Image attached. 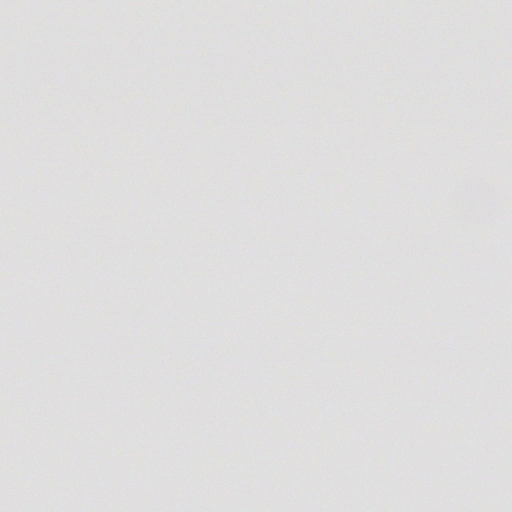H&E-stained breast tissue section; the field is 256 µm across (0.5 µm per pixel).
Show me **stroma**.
Here are the masks:
<instances>
[{
  "label": "stroma",
  "instance_id": "35a3bbf8",
  "mask_svg": "<svg viewBox=\"0 0 512 512\" xmlns=\"http://www.w3.org/2000/svg\"><path fill=\"white\" fill-rule=\"evenodd\" d=\"M26 2L0 0V147L48 148L0 177V445L14 449L0 471L29 467L41 482H17L0 512L56 497L72 444L123 448L136 430L173 436L177 450H134L168 482L98 476L61 512H390L397 500L454 512L488 488L493 512H512L499 406L512 399L499 374L512 364L500 273L512 260V0H460L451 15L327 13L314 0L159 15L150 0H97L35 29ZM486 135L502 163L473 167ZM20 168L36 174L39 220L19 202ZM351 175L386 187L350 194ZM151 200L168 203L165 220ZM228 212L249 234L225 227ZM475 223L488 236L478 265L461 246ZM73 238L88 251L69 270ZM172 247L177 263H146ZM19 255L39 258L44 308L29 329L8 275ZM216 279L223 293L204 291ZM243 286L256 303L245 314L222 303ZM355 289L372 296L359 323ZM479 360L490 368L476 382ZM85 404L96 426L80 424ZM491 421L477 449L438 431ZM394 422L403 435L368 448L366 433ZM323 431L320 452L310 441ZM317 458L336 462L335 481L299 473ZM353 464L371 475L359 492ZM447 467L466 482L440 485Z\"/></svg>",
  "mask_w": 512,
  "mask_h": 512
}]
</instances>
